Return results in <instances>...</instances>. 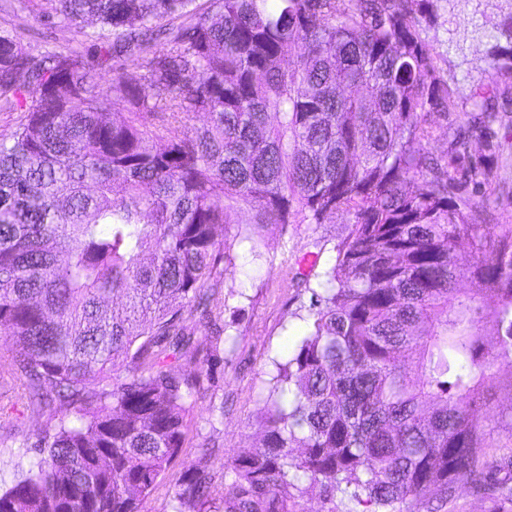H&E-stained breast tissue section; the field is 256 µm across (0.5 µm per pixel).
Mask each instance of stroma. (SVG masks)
Segmentation results:
<instances>
[{
    "instance_id": "obj_1",
    "label": "stroma",
    "mask_w": 512,
    "mask_h": 512,
    "mask_svg": "<svg viewBox=\"0 0 512 512\" xmlns=\"http://www.w3.org/2000/svg\"><path fill=\"white\" fill-rule=\"evenodd\" d=\"M410 9L438 76L453 92L448 110L426 118L424 146L431 155L442 156L452 148L460 125L478 120L483 97L498 103L512 100V71L506 68L512 61V38L503 32L504 24L512 21V0H412ZM20 17L17 32L25 46L40 52L69 47V33L42 25L31 11ZM470 150L494 175L482 192L486 223L512 224V112L503 113L487 138L472 140ZM350 221L349 215L337 212L321 224L268 227L252 254L231 246L224 282L211 298L228 335L204 365L213 384L188 399L184 447L158 477L141 512H172L173 486L197 471L211 478L212 503L221 502L230 480L227 458L258 442L255 421L268 395L273 360L291 353L307 332L310 294L298 285L300 262L312 255L317 269H324ZM232 290L238 296L225 305L224 297ZM17 357L11 341L0 335L1 489L40 461L32 442L37 430L50 422L49 412L29 406Z\"/></svg>"
}]
</instances>
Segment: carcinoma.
I'll list each match as a JSON object with an SVG mask.
<instances>
[{"label": "carcinoma", "mask_w": 512, "mask_h": 512, "mask_svg": "<svg viewBox=\"0 0 512 512\" xmlns=\"http://www.w3.org/2000/svg\"><path fill=\"white\" fill-rule=\"evenodd\" d=\"M71 41L39 55L0 28V333L30 393L67 405L0 512H140L182 451L205 328L230 249L218 228L352 216L311 293L308 333L273 361L260 444L225 463L216 512H301L320 485L364 512H422L461 487L512 505V225L459 195L491 172L424 152L427 108H448L409 0H43ZM97 25L89 34L87 23ZM146 71L132 83L114 63ZM112 73L111 96L102 73ZM207 115L190 135L181 116ZM421 185H414V180ZM463 246L467 268L454 247ZM121 305L113 306V301ZM130 377L114 386L112 369ZM209 477L173 512H210Z\"/></svg>", "instance_id": "carcinoma-1"}]
</instances>
